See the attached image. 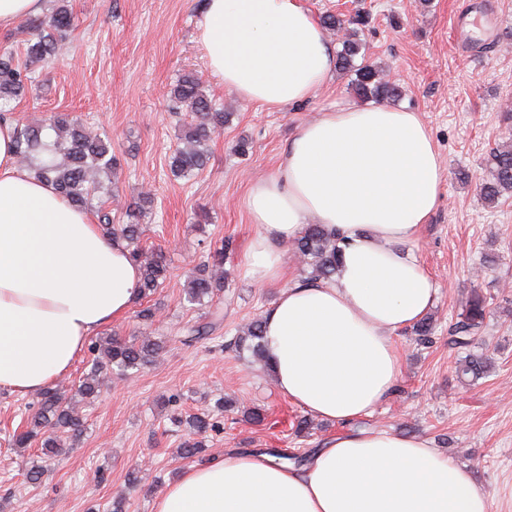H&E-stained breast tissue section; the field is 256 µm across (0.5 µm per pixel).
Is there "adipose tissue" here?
Returning a JSON list of instances; mask_svg holds the SVG:
<instances>
[{
	"label": "adipose tissue",
	"mask_w": 512,
	"mask_h": 512,
	"mask_svg": "<svg viewBox=\"0 0 512 512\" xmlns=\"http://www.w3.org/2000/svg\"><path fill=\"white\" fill-rule=\"evenodd\" d=\"M197 40L226 88L270 109L309 100L336 67L300 0H206ZM16 145V125L0 121V391L24 397L54 385L90 336L127 314L141 270L124 240L21 166ZM442 181L419 113L347 102L299 125L276 173L247 192L260 228L249 273L284 279L283 246L306 225L338 234V277L290 282L264 336L279 391L347 429L298 468L268 453L214 455L182 470L153 512H489L470 472L428 439L354 426L397 383L395 336L436 301L432 276L403 246Z\"/></svg>",
	"instance_id": "1"
}]
</instances>
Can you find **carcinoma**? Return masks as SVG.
I'll return each instance as SVG.
<instances>
[{
  "label": "carcinoma",
  "instance_id": "carcinoma-1",
  "mask_svg": "<svg viewBox=\"0 0 512 512\" xmlns=\"http://www.w3.org/2000/svg\"><path fill=\"white\" fill-rule=\"evenodd\" d=\"M78 18L69 0H53L51 11L43 17L27 21L28 37L15 45L4 38L0 46V100L11 101L24 97L35 86L32 67L54 62L60 55L68 32L77 27ZM367 24L362 15L344 19L339 15L322 16V25L330 30H346L337 51L336 66L340 70H355L351 90L363 101L383 102L401 95L400 86L380 76L374 65L354 66L361 51L356 39L357 26ZM174 113L186 111L181 140L171 157L170 169L179 177H191L202 171L209 159L208 143L224 127V113L215 109L203 93L201 82L192 75L179 77L170 89ZM17 157L21 164L36 171L39 177L51 181L58 192L72 206L96 213L98 224L111 237H119L135 244L142 235L139 221L149 213L152 198L143 196L127 207L126 214L133 219L129 224L112 223V211L103 204H94L101 175H110L116 160L107 142L82 121L65 113H55L44 125H27L20 129ZM488 177L479 184L480 195L488 204L512 195V144L503 143L487 155ZM226 240L221 247L198 268L196 277L186 290L188 301L202 304L204 299L224 290V252L231 249ZM293 253L310 269L308 279L330 280L340 267L341 249L336 232L322 224H309L292 241ZM141 264V295L147 296L159 288L167 278L168 266L161 253L145 259L139 249L131 251ZM488 297L474 289L465 301L457 321L448 327V347L469 349L478 340L488 314ZM416 341L421 345L433 343V323L426 317L412 326ZM263 319L251 320L233 338L235 349L248 350L260 360H266ZM162 350L159 342L150 336H136L131 340L108 336L92 347L96 352L89 372L79 381L76 392L91 400L98 395L100 374L112 367L120 371L139 369L151 363ZM484 354L470 352L459 365L458 374L464 379H477L487 372ZM83 431V417L68 398L67 390L55 385L41 393L39 407L31 416L26 429L13 434L12 445L28 448L40 443L44 455L56 456L63 446V438L77 439Z\"/></svg>",
  "mask_w": 512,
  "mask_h": 512
}]
</instances>
